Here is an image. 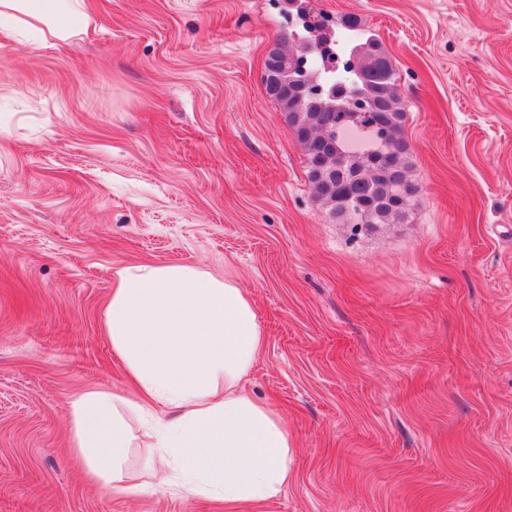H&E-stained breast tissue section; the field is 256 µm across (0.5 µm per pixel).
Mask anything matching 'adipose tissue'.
<instances>
[{
  "label": "adipose tissue",
  "instance_id": "1",
  "mask_svg": "<svg viewBox=\"0 0 512 512\" xmlns=\"http://www.w3.org/2000/svg\"><path fill=\"white\" fill-rule=\"evenodd\" d=\"M95 23L89 0H0V37L42 25L64 40ZM104 317L139 400L94 391L71 401L73 452L88 481L134 492L125 474L132 415L149 428L161 484L227 502L278 494L288 432L237 390L265 341L248 295L193 264L140 263L118 271Z\"/></svg>",
  "mask_w": 512,
  "mask_h": 512
}]
</instances>
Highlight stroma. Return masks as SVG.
I'll return each instance as SVG.
<instances>
[{"label":"stroma","mask_w":512,"mask_h":512,"mask_svg":"<svg viewBox=\"0 0 512 512\" xmlns=\"http://www.w3.org/2000/svg\"><path fill=\"white\" fill-rule=\"evenodd\" d=\"M94 31L0 39V512H512V0H312L391 57L419 191L339 224L260 72L272 0H90ZM193 263L251 298L241 381L288 431L259 502L154 490L149 439L91 484L71 400L134 392L117 272Z\"/></svg>","instance_id":"stroma-1"}]
</instances>
